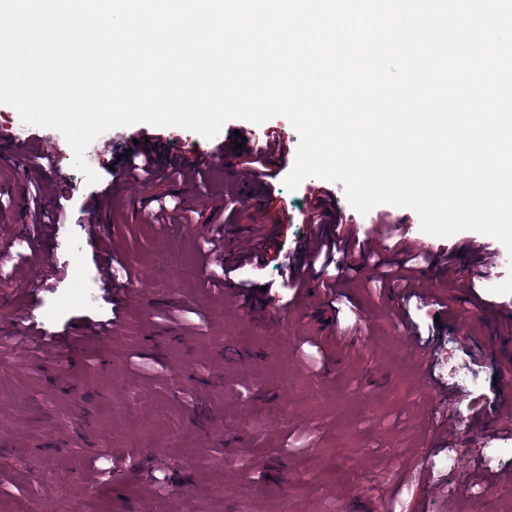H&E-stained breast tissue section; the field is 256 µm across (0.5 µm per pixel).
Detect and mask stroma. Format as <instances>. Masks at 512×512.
I'll list each match as a JSON object with an SVG mask.
<instances>
[{"label": "stroma", "mask_w": 512, "mask_h": 512, "mask_svg": "<svg viewBox=\"0 0 512 512\" xmlns=\"http://www.w3.org/2000/svg\"><path fill=\"white\" fill-rule=\"evenodd\" d=\"M0 130L39 141L51 156L37 179L24 165L0 161V337L24 336L35 314L44 334L67 353V390L48 394L56 353L31 359L0 351V512L48 506L52 512H512V414L501 401L506 339L476 336L473 326L512 312V254L497 240L462 231L431 239L408 208L382 204L356 216L362 245L390 224L410 226L402 246L381 249L400 267L404 250L434 241L435 250L411 275L423 290L444 280V300H405L400 288L375 287L370 259L354 256L336 296L293 300L284 257L316 232L304 220L311 188L326 186L340 211L351 213L344 186L312 177L296 190L284 185L293 162H274L269 191L280 212L275 246L264 264L242 266L237 278L254 287L244 312L198 270L210 226L247 251L264 210L250 195L252 177L222 145L233 132H282L290 150L299 134L283 117L257 125L227 121L206 139L180 127L138 123L108 130V141L85 159L95 183L73 165V151L56 130L24 124L0 105ZM140 140L141 150L209 160L202 179L163 171L150 180L118 182L111 146ZM66 186L67 200L56 189ZM59 221L32 222V188ZM176 203L166 225L147 223L160 200ZM109 226L113 249L145 277L135 296L109 297L103 256L89 237L91 217ZM35 244L58 273L43 281L38 264L9 259ZM454 252V269L442 252ZM484 271L477 295L459 271ZM204 312L208 328L184 323L185 308ZM122 320L109 334L75 341V326ZM429 340L436 374L449 385L448 421L435 432L429 413L437 393L411 345ZM128 403L130 413L116 407ZM456 451L460 467L435 468V455ZM133 452L125 479L85 486L99 455ZM167 463L185 481L180 498L156 492L149 474Z\"/></svg>", "instance_id": "35a3bbf8"}]
</instances>
